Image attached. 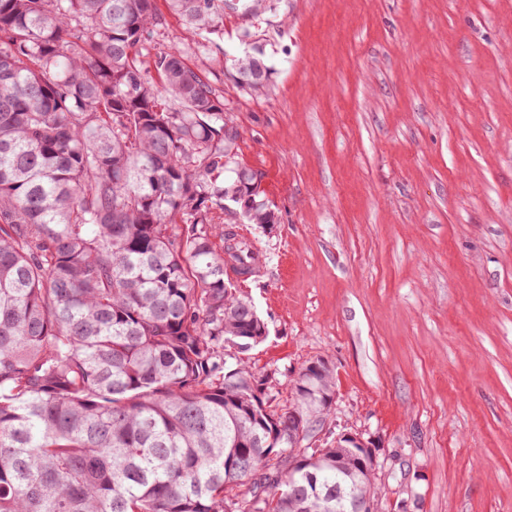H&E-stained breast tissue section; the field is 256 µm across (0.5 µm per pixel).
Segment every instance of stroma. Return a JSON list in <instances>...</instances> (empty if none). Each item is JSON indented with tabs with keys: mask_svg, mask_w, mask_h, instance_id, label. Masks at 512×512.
I'll return each instance as SVG.
<instances>
[{
	"mask_svg": "<svg viewBox=\"0 0 512 512\" xmlns=\"http://www.w3.org/2000/svg\"><path fill=\"white\" fill-rule=\"evenodd\" d=\"M219 44L269 69L215 81L278 215L223 214L261 259L251 364L282 406L330 364L379 512H512V0H266Z\"/></svg>",
	"mask_w": 512,
	"mask_h": 512,
	"instance_id": "stroma-1",
	"label": "stroma"
}]
</instances>
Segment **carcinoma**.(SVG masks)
<instances>
[{
    "mask_svg": "<svg viewBox=\"0 0 512 512\" xmlns=\"http://www.w3.org/2000/svg\"><path fill=\"white\" fill-rule=\"evenodd\" d=\"M263 0H0V512H358L361 454L309 448L246 355L268 336L228 271L275 223L208 70L224 9ZM193 39L162 50L165 15ZM209 61L207 68L189 62ZM235 174L229 181L224 172ZM324 426L323 362L293 379Z\"/></svg>",
    "mask_w": 512,
    "mask_h": 512,
    "instance_id": "obj_1",
    "label": "carcinoma"
}]
</instances>
